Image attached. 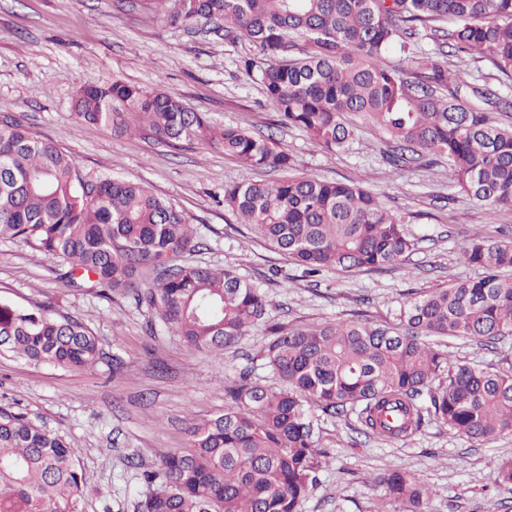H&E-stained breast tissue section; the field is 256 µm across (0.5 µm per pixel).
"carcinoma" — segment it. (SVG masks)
<instances>
[{
	"label": "carcinoma",
	"instance_id": "1",
	"mask_svg": "<svg viewBox=\"0 0 512 512\" xmlns=\"http://www.w3.org/2000/svg\"><path fill=\"white\" fill-rule=\"evenodd\" d=\"M165 17L226 42L247 40L254 55L245 68L257 72L278 125L305 130L314 145L348 149L356 128L345 117L354 115L393 141L388 164L446 158L469 201L512 209V127L469 97L500 112L512 101L470 84L460 68L484 59L498 82L512 83V0H176ZM422 35L448 47V65L420 48ZM74 115L116 136L147 128L175 144H207L247 173L292 166L272 138L217 127L158 89L89 83ZM224 204L308 277L394 267L414 246L405 217L355 184L245 175L224 185ZM2 237L61 259L67 286L130 296L212 354L267 324L264 358L278 384L244 372L226 386L229 407L191 423L188 450L161 451L158 467L142 473L141 512H301L329 462L315 411L353 416L359 433L386 442L432 419L479 443L512 435V368L452 362L436 343L512 336V278L502 274L512 268V243L503 238L473 236L463 256L480 275L413 293L386 324H269L263 288L232 269L188 261L203 243L181 211L142 183L83 176L71 155L8 114L0 117ZM2 353L68 370L103 357L83 320L6 302ZM496 482L512 489V458L499 463ZM379 484L376 512H428L431 492L411 475L391 472ZM82 492L76 449L0 407V512H75Z\"/></svg>",
	"mask_w": 512,
	"mask_h": 512
}]
</instances>
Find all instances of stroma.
Masks as SVG:
<instances>
[{
    "mask_svg": "<svg viewBox=\"0 0 512 512\" xmlns=\"http://www.w3.org/2000/svg\"><path fill=\"white\" fill-rule=\"evenodd\" d=\"M249 51L247 42L228 44L167 22L155 0H0V115L52 140L85 176L144 183L182 210L203 242L192 262L235 269L265 288L268 321L382 324L411 293L476 276L463 259L467 241L476 232L512 228V210L470 203L447 163L392 168L383 159L385 135L367 125L346 151L316 147L302 129L276 126L257 75L240 64ZM115 80L162 87L215 125L272 136L293 165L255 171L254 179L312 175L363 187L405 215L413 249L397 267L328 271L310 282L225 206V183L242 176L233 158L197 143L172 147L147 129L115 137L76 123L79 88ZM60 266L31 244L0 239V299L24 307L50 302L80 317L105 356L93 369L70 371L2 355L0 405L76 448L84 480L78 512H140V472L153 464L156 449L186 448L190 423L223 411L224 387L242 372L274 382L262 356L266 326L253 327L216 357L183 343L131 298L69 288L56 275ZM447 350L485 367H512V337L492 348L452 340ZM315 432L332 459L302 512H376L384 495L378 479L395 470L432 491V512H512V490L495 482L497 464L512 458L510 436L479 444L433 421L385 444L365 438L353 420L324 416Z\"/></svg>",
    "mask_w": 512,
    "mask_h": 512,
    "instance_id": "1",
    "label": "stroma"
}]
</instances>
